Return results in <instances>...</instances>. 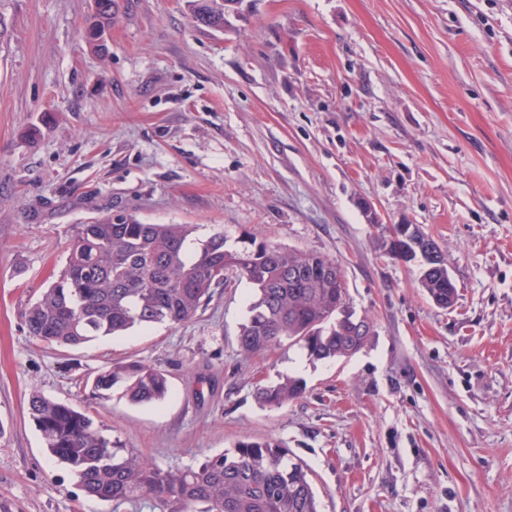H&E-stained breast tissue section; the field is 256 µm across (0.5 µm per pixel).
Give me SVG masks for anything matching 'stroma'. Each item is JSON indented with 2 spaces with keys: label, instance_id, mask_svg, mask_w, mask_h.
<instances>
[{
  "label": "stroma",
  "instance_id": "obj_1",
  "mask_svg": "<svg viewBox=\"0 0 512 512\" xmlns=\"http://www.w3.org/2000/svg\"><path fill=\"white\" fill-rule=\"evenodd\" d=\"M115 3L101 52L93 0H0V512H112L47 454L35 391L163 468L276 439L322 512H512V0H235L220 28L193 0ZM108 214L324 255L372 334L245 356L233 279L181 325L36 340L24 309ZM390 224L439 244L452 307L385 254ZM129 360L169 397L93 396ZM282 376L300 397L262 405Z\"/></svg>",
  "mask_w": 512,
  "mask_h": 512
}]
</instances>
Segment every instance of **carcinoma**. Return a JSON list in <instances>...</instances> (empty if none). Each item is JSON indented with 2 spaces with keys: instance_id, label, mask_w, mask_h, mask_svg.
<instances>
[{
  "instance_id": "1",
  "label": "carcinoma",
  "mask_w": 512,
  "mask_h": 512,
  "mask_svg": "<svg viewBox=\"0 0 512 512\" xmlns=\"http://www.w3.org/2000/svg\"><path fill=\"white\" fill-rule=\"evenodd\" d=\"M230 2L197 0L194 18L218 26ZM114 7L115 0H95L84 30L89 44L112 24ZM194 233L191 224H144L132 216L76 225L60 278L24 311L29 335L77 346L135 327L182 324L233 275L254 290L238 337L243 354H265L288 342L314 360L339 358L351 341L336 325L346 289L318 274L333 261L312 253L315 266L292 270L294 252L286 248L230 249L222 232L205 239ZM118 383L135 404L160 402L169 393L163 372L133 361L99 373L93 394ZM301 394L299 381L287 377L261 387L257 397L281 407ZM29 414L49 456L69 467L88 496L112 502V512H320L306 467L274 440L241 441L194 468L163 469L106 437L88 413L37 391Z\"/></svg>"
}]
</instances>
